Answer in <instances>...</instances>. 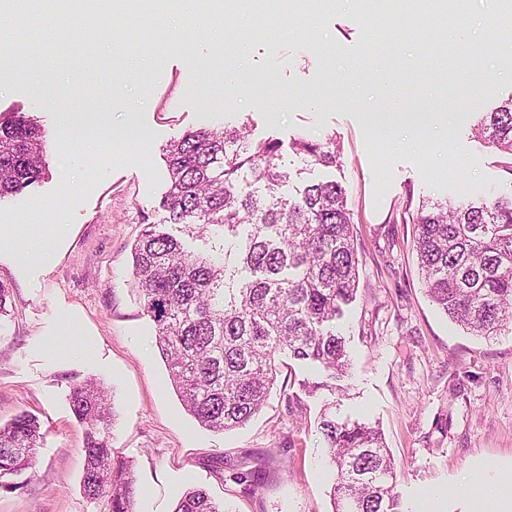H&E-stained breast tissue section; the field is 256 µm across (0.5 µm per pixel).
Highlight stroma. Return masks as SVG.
Returning <instances> with one entry per match:
<instances>
[{
	"instance_id": "1",
	"label": "stroma",
	"mask_w": 512,
	"mask_h": 512,
	"mask_svg": "<svg viewBox=\"0 0 512 512\" xmlns=\"http://www.w3.org/2000/svg\"><path fill=\"white\" fill-rule=\"evenodd\" d=\"M502 0H466L462 21L433 34L458 65L441 66L421 50L423 30L370 23L359 0H324L293 35L270 29L252 5L240 6L236 36L248 52L242 77L226 91L232 42H210L205 28L168 9L123 15L122 40L71 29L62 56L49 34L26 37L31 66L0 82V114L34 118L44 135L48 175L0 200V225L39 238L63 224L56 266L38 272L33 253L0 261L10 290L0 316V423L27 412L44 438L32 468L0 490V512H106L81 488L84 431L69 406L73 386L103 385L115 412L112 447L137 471L136 512H173L191 488L205 489L225 512H332L333 476L317 419L325 391L308 363L284 359L267 405L224 433L200 427L174 393L132 279L131 249L144 225L173 231L160 201L167 188L163 149L186 131L248 124L253 139L278 138L282 162H301L295 138L335 137L339 169L318 167L309 180L337 178L348 189L359 256L355 301L337 323L352 367L338 417L379 423L397 467L399 512H424L428 492L446 495L440 512H474L492 465L512 464V329L468 334L428 300L406 206L432 198L512 194L506 157L472 136L475 114L512 97V43ZM191 36L206 54L196 63L173 41ZM348 73L360 95L340 107L336 77ZM389 80L404 94L403 112L446 117L425 146L368 138L391 127L381 92ZM226 95L215 112L208 99ZM106 123L139 149L102 140L91 154L57 133L58 115ZM79 321L92 353L71 355L64 328ZM253 475L252 489L235 481Z\"/></svg>"
}]
</instances>
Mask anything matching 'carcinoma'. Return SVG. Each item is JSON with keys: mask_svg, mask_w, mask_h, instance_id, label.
I'll use <instances>...</instances> for the list:
<instances>
[{"mask_svg": "<svg viewBox=\"0 0 512 512\" xmlns=\"http://www.w3.org/2000/svg\"><path fill=\"white\" fill-rule=\"evenodd\" d=\"M44 9L42 0L3 6L20 26ZM53 32L67 46L77 22L98 20L96 0H55ZM474 137L512 157V98L483 112ZM280 143L251 138L249 127L189 131L166 146L168 189L163 208L188 239L147 224L132 247V276L156 347L185 410L206 429L232 430L261 411L276 380L275 356L316 366L314 388L336 391L350 366L333 324L357 292L359 257L352 240L348 194L336 179L310 180L285 193L292 173ZM309 167H337L336 139L292 142ZM40 128L24 116L0 120V199L46 175ZM251 190L244 193L239 184ZM417 259L431 301L477 336L512 325V195L481 201L419 203L411 213ZM85 430L83 493L103 498L107 512H136V476L115 456L114 412L93 382L70 393ZM329 403L321 414L327 465L334 473L333 512H397V471L379 428L339 421ZM37 418L22 412L0 425L3 481L34 464ZM174 512H224L202 489L186 492Z\"/></svg>", "mask_w": 512, "mask_h": 512, "instance_id": "1", "label": "carcinoma"}]
</instances>
